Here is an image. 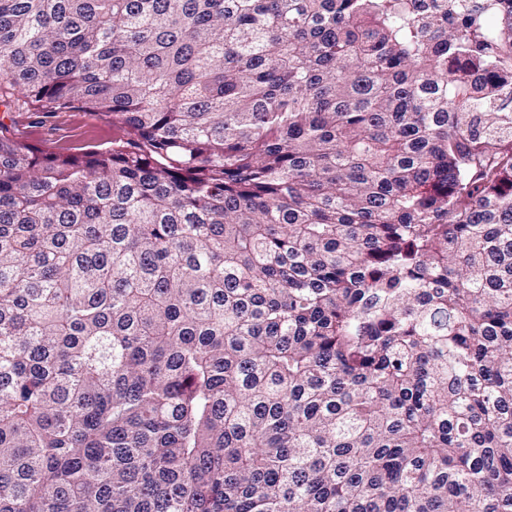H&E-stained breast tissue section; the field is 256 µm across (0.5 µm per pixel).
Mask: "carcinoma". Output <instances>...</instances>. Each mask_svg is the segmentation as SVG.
<instances>
[{
  "mask_svg": "<svg viewBox=\"0 0 512 512\" xmlns=\"http://www.w3.org/2000/svg\"><path fill=\"white\" fill-rule=\"evenodd\" d=\"M512 0H0V512H512ZM112 116L93 112H59L46 126L30 128L29 142L55 151L74 152V148L109 146L116 128L110 129Z\"/></svg>",
  "mask_w": 512,
  "mask_h": 512,
  "instance_id": "obj_1",
  "label": "carcinoma"
}]
</instances>
